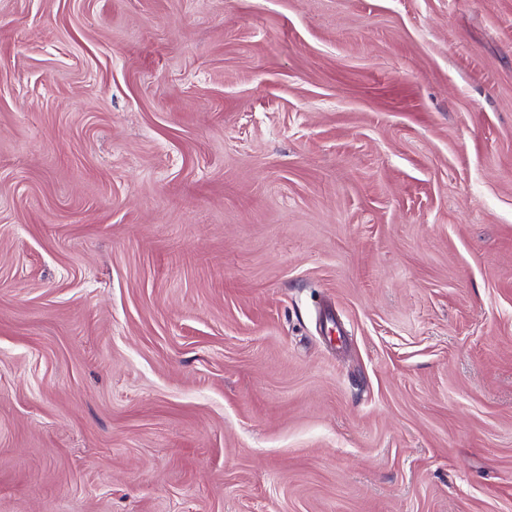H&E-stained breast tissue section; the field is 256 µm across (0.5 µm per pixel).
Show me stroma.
Returning <instances> with one entry per match:
<instances>
[{
  "label": "stroma",
  "mask_w": 512,
  "mask_h": 512,
  "mask_svg": "<svg viewBox=\"0 0 512 512\" xmlns=\"http://www.w3.org/2000/svg\"><path fill=\"white\" fill-rule=\"evenodd\" d=\"M0 512H512V0H0Z\"/></svg>",
  "instance_id": "obj_1"
}]
</instances>
